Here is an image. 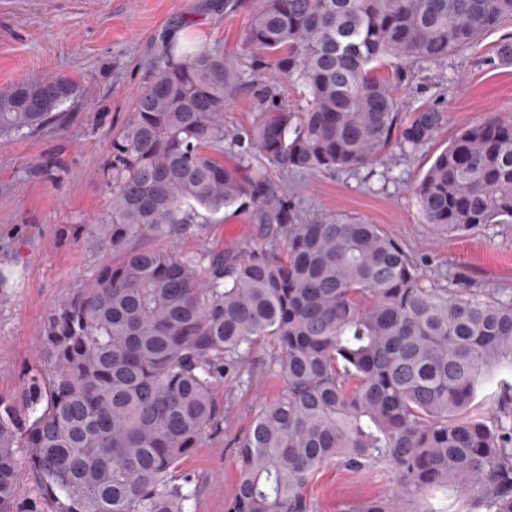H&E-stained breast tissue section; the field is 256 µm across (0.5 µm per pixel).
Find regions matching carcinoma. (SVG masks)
Instances as JSON below:
<instances>
[{
	"mask_svg": "<svg viewBox=\"0 0 512 512\" xmlns=\"http://www.w3.org/2000/svg\"><path fill=\"white\" fill-rule=\"evenodd\" d=\"M512 21V0H259L240 54L171 45L113 144L112 210L94 225L95 275L46 313L39 369L0 396V512H191L189 450L224 432V380L251 385L269 343L282 395L238 442L226 512H314L304 490L335 461L384 465L400 493L341 512H412L454 482L486 512H512V384L492 416L467 408L512 367V296L425 282L377 224L302 219L272 172L358 170L399 136L418 151L445 114L401 115L396 88ZM253 74L297 81L295 111L263 89L254 125L224 131V105ZM64 78L0 91V133L32 132L71 99ZM240 161L224 165V148ZM450 232L512 223V119L461 130L415 189ZM249 205L269 241L201 261L138 249ZM36 497L17 500L21 484Z\"/></svg>",
	"mask_w": 512,
	"mask_h": 512,
	"instance_id": "cac0c4a2",
	"label": "carcinoma"
}]
</instances>
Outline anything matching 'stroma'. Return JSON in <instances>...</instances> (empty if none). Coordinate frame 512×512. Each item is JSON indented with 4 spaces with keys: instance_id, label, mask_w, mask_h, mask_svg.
Instances as JSON below:
<instances>
[{
    "instance_id": "stroma-1",
    "label": "stroma",
    "mask_w": 512,
    "mask_h": 512,
    "mask_svg": "<svg viewBox=\"0 0 512 512\" xmlns=\"http://www.w3.org/2000/svg\"><path fill=\"white\" fill-rule=\"evenodd\" d=\"M256 0L235 9L224 0H0V90L20 81L67 77L76 87L64 113L37 131L0 134V395L18 392L37 362L49 307L69 297L103 261L93 226L109 212L112 140L129 121L137 92L166 39L220 43L235 53ZM512 26L438 65L415 67L398 89L404 112L435 107L447 122L427 147L390 145L381 161L355 170L277 174L301 216L347 215L380 225L441 288H494L512 295V224H482L445 232L427 224L414 189L432 159L465 125L489 113L512 116V63L495 48ZM259 112L255 87L224 109V127L245 132ZM263 230L246 211L222 210L175 239L140 237L145 249L176 248L205 259L261 243ZM270 346L249 360L250 387L224 382V431L183 458L182 472L203 485L196 512H225L238 482L236 448L262 404L282 392L266 369ZM383 468L351 474L326 465L306 489L316 512L344 503L396 495Z\"/></svg>"
}]
</instances>
